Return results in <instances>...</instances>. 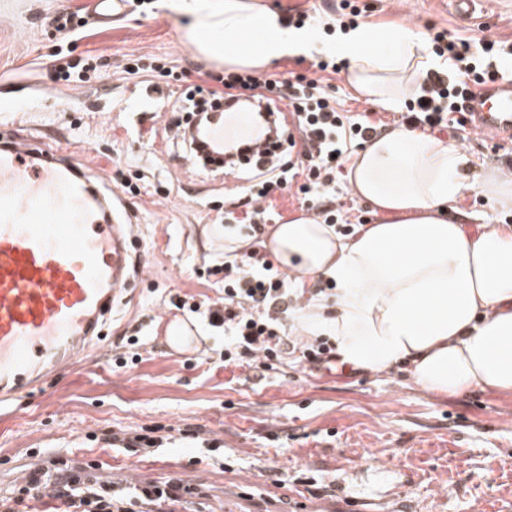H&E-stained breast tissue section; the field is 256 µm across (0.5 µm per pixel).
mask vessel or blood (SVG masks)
<instances>
[{
    "label": "vessel or blood",
    "instance_id": "vessel-or-blood-1",
    "mask_svg": "<svg viewBox=\"0 0 512 512\" xmlns=\"http://www.w3.org/2000/svg\"><path fill=\"white\" fill-rule=\"evenodd\" d=\"M470 105L479 130L512 139V80L477 88ZM239 135L211 126L210 156L234 154ZM104 204L67 146L0 139V405L86 365L116 301L144 279L131 226L101 223Z\"/></svg>",
    "mask_w": 512,
    "mask_h": 512
}]
</instances>
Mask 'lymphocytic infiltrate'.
Masks as SVG:
<instances>
[{
  "instance_id": "lymphocytic-infiltrate-1",
  "label": "lymphocytic infiltrate",
  "mask_w": 512,
  "mask_h": 512,
  "mask_svg": "<svg viewBox=\"0 0 512 512\" xmlns=\"http://www.w3.org/2000/svg\"><path fill=\"white\" fill-rule=\"evenodd\" d=\"M426 40L445 66L428 72L399 124L412 130L466 132L470 117L465 101L475 87L505 77L512 67V42L464 38L435 27ZM294 64V69L278 76L249 68L228 70L211 75L207 87L189 83L185 71L162 60L146 64L135 58L125 67L136 78L158 74L182 83L183 90L170 107L176 130H188L194 119L210 125L212 113L221 107L252 100L269 112L285 105L292 126L304 140L302 149L275 153L270 160L254 155L250 141H239L240 160L224 167L225 176L235 183L224 193L229 206L224 216L245 229L251 244L226 252L222 264L206 267V276L224 281L221 303H192L177 295L169 300L171 308L202 314L211 328L223 333L225 365L265 372L289 358L312 369L336 359V347L329 338L318 336L301 344L286 329L304 295H325L335 284L330 281L304 291L270 260L262 236L266 225L278 217L273 196L278 191L291 194L324 223L338 225L340 234L349 235L352 226L343 222L336 206V185L354 149L372 140L384 126L373 113L353 116L340 108L328 78L346 69L347 60L325 55L310 63L299 56ZM44 496L59 500L53 512H200L197 500L202 492L199 485L180 476L124 487L93 474L90 465L55 454L29 468L13 491L11 506L1 512H18L25 501Z\"/></svg>"
}]
</instances>
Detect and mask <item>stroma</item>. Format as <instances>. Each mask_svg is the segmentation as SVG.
Segmentation results:
<instances>
[{"label": "stroma", "mask_w": 512, "mask_h": 512, "mask_svg": "<svg viewBox=\"0 0 512 512\" xmlns=\"http://www.w3.org/2000/svg\"><path fill=\"white\" fill-rule=\"evenodd\" d=\"M362 27L378 33L407 26L426 35L436 25L463 37L512 41V0H482L460 20L450 0H364ZM177 0H129L124 17L100 25L90 0H0V129L66 143L86 161L88 179L109 188L138 179L121 196V215L137 224L133 250L149 271L104 327L109 346L97 362L52 379L20 410L0 411V494L10 492L44 452L100 463L102 476L129 484L180 475L201 484L207 512H512V392L478 388L436 395L404 369L372 374L304 370L285 361L263 374L225 365L220 332L195 322L200 346L171 352L158 330L170 294L219 300L223 283L194 277L224 260V185L204 179L172 136L147 144L152 98L122 67L129 56L173 59L193 82L224 66L199 54L187 37ZM103 56L101 79L57 81L52 56ZM461 174L480 184L487 171L512 176V153L471 136ZM170 183V195L158 194ZM142 330L141 359L112 365L124 339ZM163 426L166 447L135 456L112 450L111 430ZM223 440L196 447L191 432ZM310 476L280 486L269 468Z\"/></svg>", "instance_id": "1"}]
</instances>
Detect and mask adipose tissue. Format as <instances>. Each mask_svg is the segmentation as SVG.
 <instances>
[{"mask_svg":"<svg viewBox=\"0 0 512 512\" xmlns=\"http://www.w3.org/2000/svg\"><path fill=\"white\" fill-rule=\"evenodd\" d=\"M179 12L200 51L229 65L261 67L313 41L244 0H181ZM257 28L264 36L254 47L245 38ZM332 50L348 59L349 84L386 108L432 66L406 28H359ZM468 162L422 131L395 129L369 141L348 167L352 196L371 203L380 223L348 237L308 216L271 228L267 248L297 283H336L332 301L297 313V336L330 337L339 363L355 370L407 366L430 393L512 392V232L487 225L474 234L450 214L472 190L460 175Z\"/></svg>","mask_w":512,"mask_h":512,"instance_id":"adipose-tissue-1","label":"adipose tissue"}]
</instances>
